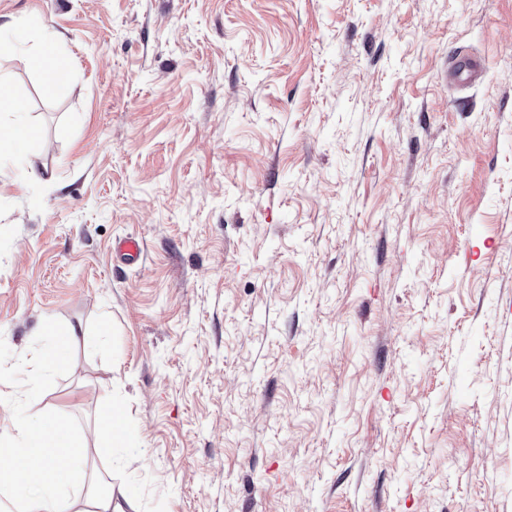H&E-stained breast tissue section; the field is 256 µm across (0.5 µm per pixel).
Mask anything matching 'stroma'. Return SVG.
<instances>
[{"mask_svg":"<svg viewBox=\"0 0 512 512\" xmlns=\"http://www.w3.org/2000/svg\"><path fill=\"white\" fill-rule=\"evenodd\" d=\"M5 33L38 137L0 163V381L89 328L23 408L125 512H512V0H0ZM27 64L43 75V88L47 95H62L68 89L71 65L59 52L53 39L45 38L31 46L27 54ZM116 257L128 264L135 263L143 255V243L135 236H128L116 241L112 246ZM35 336H41L40 341L28 346L18 359L26 376L24 383L29 386L21 393L26 400L31 397L38 383L55 368L57 346L66 340L75 339L78 336V330L73 325L60 327L55 322L47 321ZM99 431L104 432L108 436V440L102 443L101 447L109 448L104 452L112 455L115 448L130 447L134 444V437L123 426L121 418L114 413L106 414L101 420Z\"/></svg>","mask_w":512,"mask_h":512,"instance_id":"obj_1","label":"stroma"}]
</instances>
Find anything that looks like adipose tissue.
Returning <instances> with one entry per match:
<instances>
[{"label":"adipose tissue","mask_w":512,"mask_h":512,"mask_svg":"<svg viewBox=\"0 0 512 512\" xmlns=\"http://www.w3.org/2000/svg\"><path fill=\"white\" fill-rule=\"evenodd\" d=\"M28 66L42 74L47 95L64 94L69 85V60L58 50L53 39L46 38L31 46ZM39 341L20 355L26 376L24 397L56 366V348L78 334L75 326L45 322L38 331ZM14 448L12 456L0 458V470L10 486L0 512H123L115 500L113 487L83 492V458L86 444L66 419L59 415L11 417L0 429V441ZM25 459V471H18L17 459Z\"/></svg>","instance_id":"obj_1"}]
</instances>
